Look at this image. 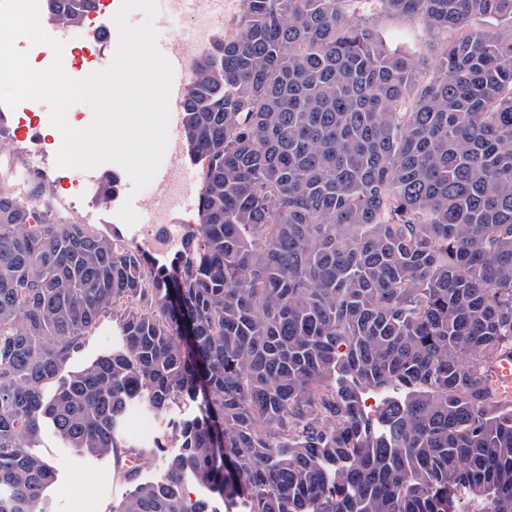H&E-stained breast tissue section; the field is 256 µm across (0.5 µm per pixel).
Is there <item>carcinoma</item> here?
Listing matches in <instances>:
<instances>
[{"label": "carcinoma", "mask_w": 512, "mask_h": 512, "mask_svg": "<svg viewBox=\"0 0 512 512\" xmlns=\"http://www.w3.org/2000/svg\"><path fill=\"white\" fill-rule=\"evenodd\" d=\"M96 0H45L66 30ZM352 0H242L194 61L181 124L199 229L168 266L36 210L0 145V512H43L42 420L114 459L113 512H512V0H372L450 32L432 75ZM120 349L48 385L102 316ZM399 388L371 417L362 394ZM190 415H175L186 401ZM139 405L181 452L126 442ZM125 437L139 444H151L154 440L165 441L167 448L146 460L143 476L153 479L162 475L169 462L181 452V448L166 434L164 421L152 414L133 407L125 416L122 424Z\"/></svg>", "instance_id": "obj_1"}]
</instances>
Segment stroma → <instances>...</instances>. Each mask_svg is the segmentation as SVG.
Returning <instances> with one entry per match:
<instances>
[{
    "mask_svg": "<svg viewBox=\"0 0 512 512\" xmlns=\"http://www.w3.org/2000/svg\"><path fill=\"white\" fill-rule=\"evenodd\" d=\"M241 9L240 0H224L223 24L209 23L203 15H187L180 19L172 18L168 0H159V15L167 19L170 29L192 33L201 26H208L210 36L219 35L223 28L232 27ZM357 17L366 21L389 36L409 35L412 48L420 55V70L428 72L445 40L444 35L427 33L422 22L416 19H395L380 14L370 5L357 6ZM5 138L11 145L10 157L19 166L27 165L36 151H43L41 160L42 177L50 193L34 199V209L52 208L68 220L83 224L97 225L101 231H111L113 225H120L117 202L100 204L96 200V187L87 183L82 194H72L64 184V177H76L73 167H61L57 164V155L63 146L62 135H42L41 139H22L17 137L16 129L20 113L18 109L7 111ZM160 195L155 186H147L140 192L139 220L134 226L120 225L123 235L134 245L145 249L158 262H169L174 254L170 245L161 241V230L151 224ZM122 337L111 317L101 318L96 329L87 337L85 345L70 363L45 388L53 393L56 387L63 385L72 374L90 366L98 358L110 354L120 345ZM125 437L135 443L149 444L156 440L164 441L165 447L154 457L148 459L143 471L144 478L153 479L162 475L169 462L178 455L175 442L169 441L164 423L152 414L132 408L122 424ZM32 452L42 456L56 469L57 479L44 496L46 512H112L114 505L129 491L114 468L111 458L96 457L75 448L66 447L57 437L50 425H43L39 435L30 444Z\"/></svg>",
    "mask_w": 512,
    "mask_h": 512,
    "instance_id": "1",
    "label": "stroma"
}]
</instances>
